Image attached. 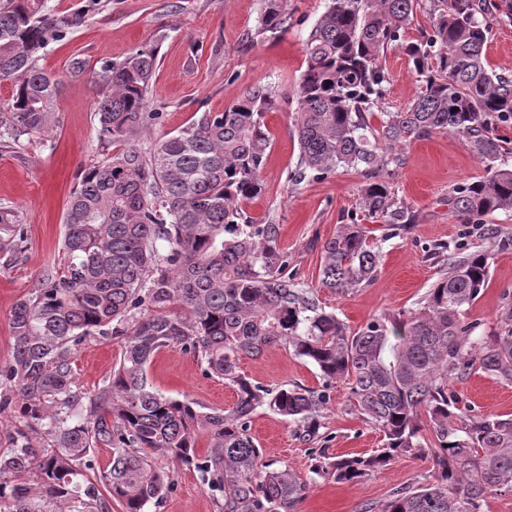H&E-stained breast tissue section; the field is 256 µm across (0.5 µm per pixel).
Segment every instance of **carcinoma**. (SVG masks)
Here are the masks:
<instances>
[{"label":"carcinoma","instance_id":"cac0c4a2","mask_svg":"<svg viewBox=\"0 0 512 512\" xmlns=\"http://www.w3.org/2000/svg\"><path fill=\"white\" fill-rule=\"evenodd\" d=\"M262 2L259 31L275 33L285 22L283 0ZM417 2L328 0L294 89L295 178L360 171L370 179L361 194L368 217L402 224L405 211L380 174L402 165L411 141L457 134L487 175L453 188L448 208L463 224H485L512 212V168L499 166L512 150L499 134L512 127V77L487 59L491 25L512 22V0H438L432 31L408 42ZM82 19L52 14L47 0H0V79L13 85L0 144L19 147L58 126L60 80L37 60ZM396 47L412 60L419 92L406 111L385 112L375 126L370 117L389 82L383 59ZM157 65L149 46L92 72L101 87L99 137L112 154L86 168L71 192L66 264L45 268L12 312L0 409L18 401L26 426L50 441L36 448L23 430L0 428L9 442L0 448V512H109L112 498L124 512H146L169 488L158 456L200 472L222 494L224 512H296L306 484L290 469H266L251 416L265 404L312 441L327 396L300 386L272 392L239 371L242 359L281 344L325 382H348L354 406L383 433L382 448L368 456L320 453L312 473L354 483L403 455L431 456L425 482L397 490L382 512H479L488 494L512 492V418L462 408L448 388L476 371L512 384V301L498 312V332L483 340H473L465 321L488 283L490 256L448 262L419 308L348 331L286 276L278 226L244 217L242 205L262 192L271 144L265 116L277 102L252 87L224 111L195 115L143 144L141 132L161 118L148 110ZM24 242V225L0 206V260L14 263ZM380 254L365 225H341L321 245V285L347 294L370 284ZM88 336L126 341L112 377L87 396L74 389L71 354ZM172 347L232 387V409L204 411L153 389L151 359ZM422 415L435 429L432 448L422 443ZM94 448L112 449L101 485L87 474Z\"/></svg>","mask_w":512,"mask_h":512}]
</instances>
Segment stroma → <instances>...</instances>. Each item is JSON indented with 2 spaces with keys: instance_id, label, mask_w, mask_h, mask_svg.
I'll return each mask as SVG.
<instances>
[{
  "instance_id": "35a3bbf8",
  "label": "stroma",
  "mask_w": 512,
  "mask_h": 512,
  "mask_svg": "<svg viewBox=\"0 0 512 512\" xmlns=\"http://www.w3.org/2000/svg\"><path fill=\"white\" fill-rule=\"evenodd\" d=\"M47 6L55 14L80 12L84 18L38 61L63 82L58 127L49 140L36 136L19 148H0V203L12 207L26 228L20 259L0 264V369L11 361L14 304L31 293L45 267L64 262L63 217L81 170L111 152L97 132L98 88L90 72L150 45L159 49V65L148 104L161 120L148 130V138L178 129L195 113L224 111L250 87H264L279 101V108L266 117L272 145L262 172L264 188L244 211L254 223L278 225L289 273L301 287L313 290L320 306L335 312L350 330H358L374 317L416 308L448 260L481 251L490 255L489 282L469 306L466 319L474 326V338L497 332L498 310L505 294H512V213L494 214L487 228L478 229L449 211L452 188L486 174L484 161L466 139L435 134L411 141L404 165L383 173L409 217L394 230L362 213L359 201L366 179L360 172L340 169L324 179L291 181L299 147L294 134L297 109L288 98L306 66L305 40L326 0H287L286 22L274 34L258 31L260 0H47ZM75 58L89 64L88 73L70 75ZM386 68L390 81L378 109L403 111L418 92L413 64L395 48L387 53ZM351 222L383 238L382 256L371 284L339 294L320 286V250L313 242L330 238L340 225ZM438 243L447 244V251L428 257L429 247ZM123 345L120 337L90 336L75 347L71 358L76 389L89 395L104 385ZM240 369L269 388L299 385L327 392L321 432L328 438L330 455H367L381 447V434L351 406L348 382L325 383L315 366L281 346L243 359ZM148 378L159 392L187 396L208 409H230L236 399L229 385L206 375L192 355L177 348L154 356ZM449 389L477 413L512 416V384L476 372L451 379ZM250 433L265 461L292 469L307 482L298 512H382L397 489L424 482L432 468L431 457L407 455L361 482L339 483L313 474L314 444L299 440L294 423L268 407L254 412ZM157 466L169 475L171 487L147 512H221L220 498L196 469L165 457L158 458Z\"/></svg>"
}]
</instances>
